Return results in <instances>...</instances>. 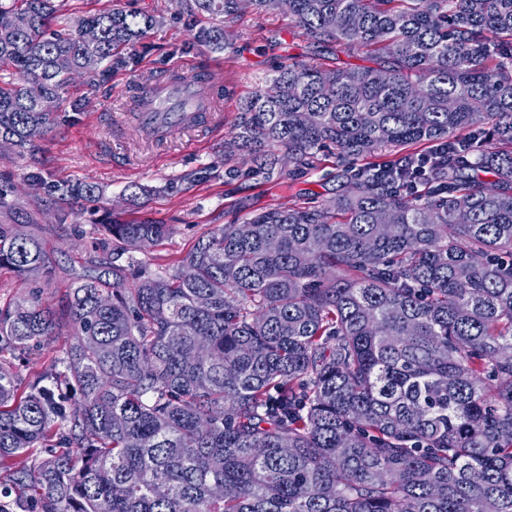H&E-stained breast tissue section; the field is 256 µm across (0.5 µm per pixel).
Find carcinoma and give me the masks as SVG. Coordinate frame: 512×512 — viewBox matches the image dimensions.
Instances as JSON below:
<instances>
[{
    "instance_id": "1",
    "label": "carcinoma",
    "mask_w": 512,
    "mask_h": 512,
    "mask_svg": "<svg viewBox=\"0 0 512 512\" xmlns=\"http://www.w3.org/2000/svg\"><path fill=\"white\" fill-rule=\"evenodd\" d=\"M244 1L375 65L280 66L224 161L270 176L334 149L344 189L220 226L172 272L129 277L117 253L60 312L39 290L1 305L0 495L15 512H512V0H189L214 20ZM58 12L0 0L27 18L0 27V144L66 121L40 100L103 81L162 23ZM195 39L221 52L224 25ZM14 229L0 271L47 278ZM102 229L126 247L169 233ZM64 317L68 350L21 387L5 355L49 346Z\"/></svg>"
}]
</instances>
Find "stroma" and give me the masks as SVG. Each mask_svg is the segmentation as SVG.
Returning <instances> with one entry per match:
<instances>
[{"instance_id":"obj_1","label":"stroma","mask_w":512,"mask_h":512,"mask_svg":"<svg viewBox=\"0 0 512 512\" xmlns=\"http://www.w3.org/2000/svg\"><path fill=\"white\" fill-rule=\"evenodd\" d=\"M61 20L119 7L163 16L132 50L124 65L113 68L100 86L73 76L59 104L68 122L53 126L41 138L15 148L0 145V195L6 205L0 222L19 224L35 235L52 268L44 298L62 308L71 288L95 267L110 262L114 245L102 227L115 220L150 219L171 227L154 245L126 250L122 264L135 269L176 268L207 231L240 224L272 207L326 201L342 190L337 174L342 162L335 155L321 158L310 169L287 164L273 177L251 172L234 158L240 173L225 176L224 143L231 137L241 99L265 87L275 69L304 62L324 68L349 69L371 65L363 50L314 44L288 17L278 12L245 9L226 18L229 46L213 52L197 45L194 31L207 19L190 12L180 0H59ZM192 65L223 71L224 100L213 124L202 125L163 144L145 138L130 103L134 87L148 77H164ZM59 182L91 183L99 195L60 200L52 190ZM131 184L152 192L130 206L122 198ZM72 327L62 323L49 348L31 352L16 362L23 381L48 367L70 343Z\"/></svg>"}]
</instances>
